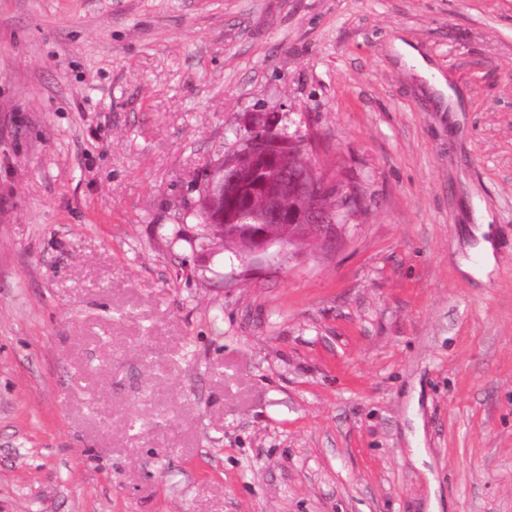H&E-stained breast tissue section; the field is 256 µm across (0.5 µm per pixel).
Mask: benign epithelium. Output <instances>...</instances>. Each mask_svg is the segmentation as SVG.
<instances>
[{
    "mask_svg": "<svg viewBox=\"0 0 512 512\" xmlns=\"http://www.w3.org/2000/svg\"><path fill=\"white\" fill-rule=\"evenodd\" d=\"M279 112H257L244 125L239 136V148L223 164L209 174L204 213L209 224L224 223V203L235 202L244 212L261 203V223L254 226L250 236L235 243L236 251L244 256L265 253L277 245L282 249L296 245L303 238L328 242L336 236L341 215L325 207L323 200L328 185L314 169L299 170L280 163L274 179L259 187L249 185L240 169V159L246 157L256 165L269 161V146L286 142L294 149L307 152L312 140L306 136L290 135L279 127ZM288 183L296 198L304 205H293L279 190L280 183Z\"/></svg>",
    "mask_w": 512,
    "mask_h": 512,
    "instance_id": "7a95c632",
    "label": "benign epithelium"
}]
</instances>
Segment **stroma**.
Wrapping results in <instances>:
<instances>
[{
  "label": "stroma",
  "instance_id": "stroma-1",
  "mask_svg": "<svg viewBox=\"0 0 512 512\" xmlns=\"http://www.w3.org/2000/svg\"><path fill=\"white\" fill-rule=\"evenodd\" d=\"M275 105L362 208L243 258ZM0 512H512V0H0Z\"/></svg>",
  "mask_w": 512,
  "mask_h": 512
}]
</instances>
